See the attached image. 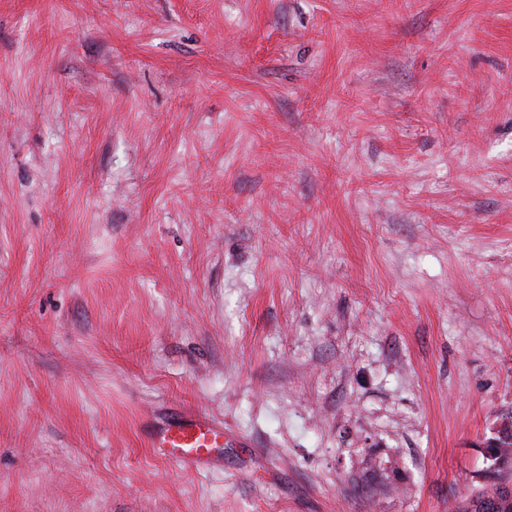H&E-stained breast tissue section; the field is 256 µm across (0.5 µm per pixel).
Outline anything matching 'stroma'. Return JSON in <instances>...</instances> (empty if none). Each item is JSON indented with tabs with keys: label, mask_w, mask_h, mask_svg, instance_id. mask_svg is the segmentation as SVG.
Masks as SVG:
<instances>
[{
	"label": "stroma",
	"mask_w": 512,
	"mask_h": 512,
	"mask_svg": "<svg viewBox=\"0 0 512 512\" xmlns=\"http://www.w3.org/2000/svg\"><path fill=\"white\" fill-rule=\"evenodd\" d=\"M509 416L512 0H0V512H454ZM152 447L185 469H210L224 449V427L201 413H178L158 428Z\"/></svg>",
	"instance_id": "1"
}]
</instances>
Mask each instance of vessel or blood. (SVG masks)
Instances as JSON below:
<instances>
[{
  "instance_id": "1",
  "label": "vessel or blood",
  "mask_w": 512,
  "mask_h": 512,
  "mask_svg": "<svg viewBox=\"0 0 512 512\" xmlns=\"http://www.w3.org/2000/svg\"><path fill=\"white\" fill-rule=\"evenodd\" d=\"M153 448L183 468L213 467L224 447V427L200 413H180L156 431Z\"/></svg>"
}]
</instances>
